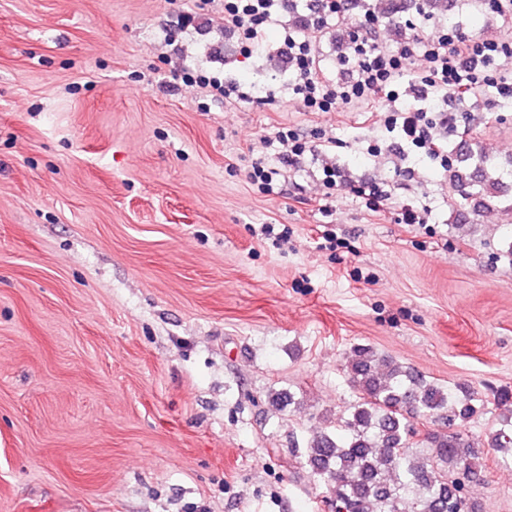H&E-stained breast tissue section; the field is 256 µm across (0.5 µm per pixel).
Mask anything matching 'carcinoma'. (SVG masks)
I'll list each match as a JSON object with an SVG mask.
<instances>
[{"label": "carcinoma", "mask_w": 512, "mask_h": 512, "mask_svg": "<svg viewBox=\"0 0 512 512\" xmlns=\"http://www.w3.org/2000/svg\"><path fill=\"white\" fill-rule=\"evenodd\" d=\"M448 185L458 207L477 210L508 185L487 165L480 141L453 154ZM355 394L336 432L305 443V461L332 494L334 512H474L453 473L481 468L478 443L465 432L484 401L475 391L428 380L370 345L354 347L346 366ZM491 448H512V404L501 400ZM443 425L415 441L419 422Z\"/></svg>", "instance_id": "obj_1"}]
</instances>
